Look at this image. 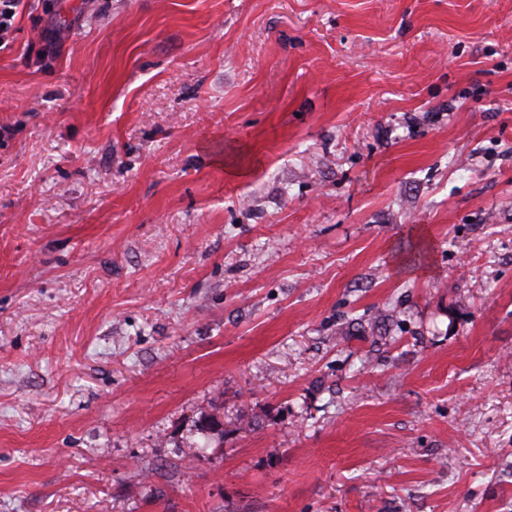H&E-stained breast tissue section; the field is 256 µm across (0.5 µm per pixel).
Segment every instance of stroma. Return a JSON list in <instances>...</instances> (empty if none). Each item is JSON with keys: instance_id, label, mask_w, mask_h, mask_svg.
Returning a JSON list of instances; mask_svg holds the SVG:
<instances>
[{"instance_id": "stroma-1", "label": "stroma", "mask_w": 512, "mask_h": 512, "mask_svg": "<svg viewBox=\"0 0 512 512\" xmlns=\"http://www.w3.org/2000/svg\"><path fill=\"white\" fill-rule=\"evenodd\" d=\"M0 512H512V0H23Z\"/></svg>"}]
</instances>
